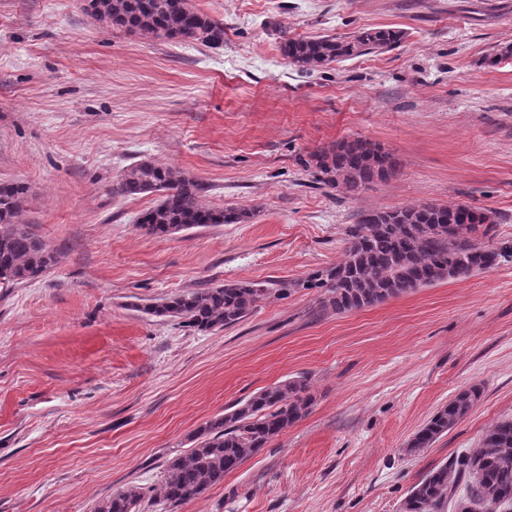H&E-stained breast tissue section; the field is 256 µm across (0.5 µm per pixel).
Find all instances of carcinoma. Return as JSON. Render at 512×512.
Masks as SVG:
<instances>
[{"label":"carcinoma","instance_id":"1","mask_svg":"<svg viewBox=\"0 0 512 512\" xmlns=\"http://www.w3.org/2000/svg\"><path fill=\"white\" fill-rule=\"evenodd\" d=\"M89 8L107 27L204 45L224 43V23L198 11L192 0H89ZM403 38L401 30L377 27L348 37L288 39L284 55L293 64L321 67L390 49ZM305 167L314 168L319 182L354 195L389 181L399 162L370 140L356 137L310 154ZM28 191L24 184H0V288L33 280L56 262L55 253L21 221ZM119 191L162 193L159 203L141 218L151 234L250 220L244 209L204 206L200 184L152 161L125 170ZM492 226L489 216L462 205L425 202L368 211L350 230L342 261L303 280L283 281L278 291L286 296L297 288H317L321 310L342 314L409 290L466 278L512 258V251L485 242ZM267 293L260 282H229L147 304L143 311L207 333L237 324ZM478 398L476 387L459 392L415 434L409 450L430 447L468 414ZM313 403L308 380L302 376L265 387L205 422L195 434V446L168 461L164 500L177 506L200 496L305 417ZM461 484L467 495L457 499L456 512H512V419L493 424L472 452L430 470L412 487L401 512H441ZM140 501L139 491L119 490L100 501L94 512H139Z\"/></svg>","mask_w":512,"mask_h":512}]
</instances>
